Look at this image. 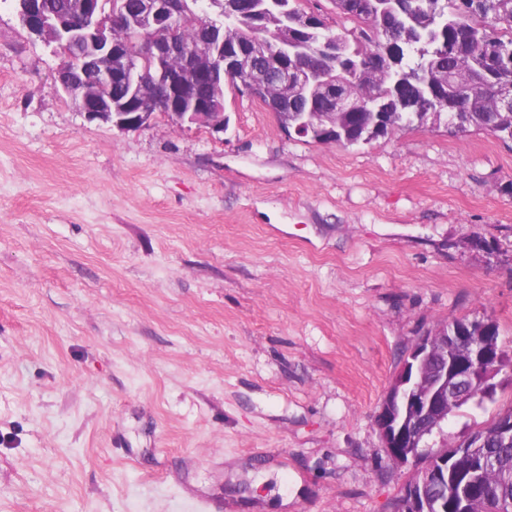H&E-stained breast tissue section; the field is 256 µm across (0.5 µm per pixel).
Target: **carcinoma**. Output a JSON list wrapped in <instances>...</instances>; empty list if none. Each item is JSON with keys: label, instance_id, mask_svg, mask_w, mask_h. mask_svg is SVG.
I'll use <instances>...</instances> for the list:
<instances>
[{"label": "carcinoma", "instance_id": "obj_1", "mask_svg": "<svg viewBox=\"0 0 512 512\" xmlns=\"http://www.w3.org/2000/svg\"><path fill=\"white\" fill-rule=\"evenodd\" d=\"M213 5L215 0H192L193 18L178 28L180 40L188 45L199 34V26L211 20L203 2ZM475 0H357L361 8L347 10L348 0H333L336 10L353 24L348 29L331 28L322 22L324 31H296L295 41L301 62L317 69L319 83L342 82L355 93L375 95L387 103L383 117L373 112H333L322 124L332 125L336 139L332 140L320 129L315 141H332L344 146L368 144L387 135L391 130L442 117L430 112L421 103L425 83L436 81L445 85L448 98L460 104L463 112L448 122V130L464 134L471 130L484 131L500 140L512 141V111L498 108L497 98L501 84L512 82V71L503 74L493 69L495 57L512 54V0H489V8L482 16L462 9V2ZM256 9L254 17L234 18L218 16L224 24V41L234 43L245 37L252 20L261 22L260 34L270 38L282 31L286 19L293 18L295 0H251ZM336 36L343 42L341 56L327 58L319 53L323 37ZM395 39L407 48V59L401 69H394L381 59L378 66L371 59L380 55L384 45ZM281 95L270 85L262 102L276 113L282 126H294L303 116L305 98H300L288 109H277ZM512 418V408L497 413L490 421L474 430L486 436L483 451L495 461L488 469L473 474L479 489L476 512H491L512 503V444L503 446L494 436L499 420Z\"/></svg>", "mask_w": 512, "mask_h": 512}]
</instances>
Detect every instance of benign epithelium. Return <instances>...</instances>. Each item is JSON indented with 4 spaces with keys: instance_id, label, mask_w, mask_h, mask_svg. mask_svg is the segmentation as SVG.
I'll list each match as a JSON object with an SVG mask.
<instances>
[{
    "instance_id": "7a95c632",
    "label": "benign epithelium",
    "mask_w": 512,
    "mask_h": 512,
    "mask_svg": "<svg viewBox=\"0 0 512 512\" xmlns=\"http://www.w3.org/2000/svg\"><path fill=\"white\" fill-rule=\"evenodd\" d=\"M17 14L25 29L44 42L56 44L63 56L56 81L72 97L80 113L89 121L110 124L121 130L139 128L160 114L177 121L187 120L200 128L219 132L224 127V97L193 103L189 108L175 101V94H186L198 79L220 71L226 82L257 98L266 88L268 76L257 60H270L274 79L306 92L313 80L312 70L288 59V39L266 41L258 36L248 40L237 54H224V26L213 25L199 34L196 43L185 46L177 35V25L191 17L186 0H141V15L135 25L140 29L135 46L124 45L119 52L107 51L103 80L129 83L136 71L151 60L180 57L184 69L159 81L138 82L130 103L116 108L102 100L97 83L75 87L76 61L68 51L67 33L92 30L112 37L117 31L119 9L106 13L102 0H73L72 11L80 25L45 18L43 0H17ZM473 320L462 319L442 336V356L432 364V348L427 336H421L403 359L389 383L375 417V427L388 457L398 465L424 459L422 466L402 489L400 512H448V501H460L459 512H473L476 495L466 472L470 463L471 438L458 443L453 454L425 452L423 444L472 391L488 398L495 389L494 379L512 367L503 362L496 337L473 336Z\"/></svg>"
}]
</instances>
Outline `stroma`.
I'll return each instance as SVG.
<instances>
[{
  "label": "stroma",
  "instance_id": "1",
  "mask_svg": "<svg viewBox=\"0 0 512 512\" xmlns=\"http://www.w3.org/2000/svg\"><path fill=\"white\" fill-rule=\"evenodd\" d=\"M61 62L0 0V512H392L406 353L482 314L512 353V142H316L229 86L222 132L121 130ZM499 382L429 445L511 408Z\"/></svg>",
  "mask_w": 512,
  "mask_h": 512
}]
</instances>
